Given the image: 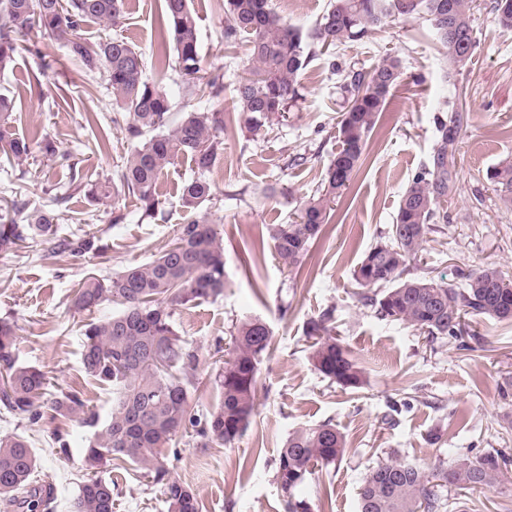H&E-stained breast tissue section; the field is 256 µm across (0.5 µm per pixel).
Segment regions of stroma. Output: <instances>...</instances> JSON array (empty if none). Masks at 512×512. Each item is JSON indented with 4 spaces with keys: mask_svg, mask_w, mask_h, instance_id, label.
Masks as SVG:
<instances>
[{
    "mask_svg": "<svg viewBox=\"0 0 512 512\" xmlns=\"http://www.w3.org/2000/svg\"><path fill=\"white\" fill-rule=\"evenodd\" d=\"M191 6L199 16L202 71L224 74V92L213 102L223 111L245 61L229 58L217 38L224 13L216 0H192ZM164 22L163 0H126L125 19L111 33L140 50L150 80L171 89L177 74L156 62ZM473 26L472 61L453 78L442 63V45L421 22H391L369 40L337 52L338 64L366 68L381 51L392 49L403 61V82L368 140L366 164L337 198L331 224L300 271L282 265L265 233L269 225L288 223L316 190L339 149L336 123L348 94L326 58L315 57L303 71L300 97L286 121L252 132L226 113L224 148L207 174L213 195L203 209L224 239V291L172 316L178 336L198 352L191 414L203 421L218 406L215 378L239 323L264 320L272 343L259 365L257 413L242 435L225 446L201 438L190 426L161 455L165 468L196 494L202 512H285L275 480L278 450L297 428L324 422L344 434L349 452L298 489L314 512H357L367 471L394 455L427 469L459 455L477 459L488 448L512 451V322L474 317L471 335L431 341L401 322L378 318L352 279L365 252L385 240L413 174L432 165L435 118L445 104L457 110L448 158V221L436 225L410 270L459 284L465 272L492 262L512 277V209L504 207L486 177L491 167L512 161V31L498 26L493 0H478ZM0 95L16 102L18 136H49L58 152L54 158L34 153L22 167L0 156V198L13 190L40 207L54 194L70 193L59 236L91 233L107 247L105 254L76 259L52 256L40 243L0 253V319L17 328L18 362L47 376L36 401L41 418L16 417L0 406V436L18 434L28 441L39 479L54 489L56 512H71L90 475L85 446L95 429L76 418L50 419L49 406L73 386L82 389L99 419L112 407L111 387L85 374L81 353L85 324L112 313L113 306L75 313L74 292L88 275L111 276L168 248L180 224L191 218L177 189L192 170L181 161L160 177L162 212L141 218L135 199L123 198L119 204L128 218L113 223L111 207L95 205L88 192L114 177L131 145L116 126L111 149L96 150L84 121L85 113L95 112L109 122L114 108L106 82L91 80L62 44L34 32L11 67L0 72ZM61 96L68 106L57 107ZM297 154L307 156V164L289 166ZM74 177L80 189H72ZM326 310L333 313L338 338L367 372L360 389L331 383L309 360L306 323ZM434 428L443 434L436 444L426 439ZM98 475L112 483L114 512H168L162 485L136 465L109 464ZM442 497L449 504L465 502L468 512H512V465L493 486L473 492L447 486Z\"/></svg>",
    "mask_w": 512,
    "mask_h": 512,
    "instance_id": "1",
    "label": "stroma"
}]
</instances>
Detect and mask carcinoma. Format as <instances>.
I'll return each mask as SVG.
<instances>
[{
  "instance_id": "obj_1",
  "label": "carcinoma",
  "mask_w": 512,
  "mask_h": 512,
  "mask_svg": "<svg viewBox=\"0 0 512 512\" xmlns=\"http://www.w3.org/2000/svg\"><path fill=\"white\" fill-rule=\"evenodd\" d=\"M126 0H0V71L10 67L19 49L18 38L37 30L67 47L69 58L84 73L105 77L118 111L112 124L122 127L134 143L117 183L106 182L91 192L98 204L123 193L153 216L164 205L156 185L165 170L180 159L194 165V176L184 181L181 207L198 213L211 199L206 177L224 144V113L200 106L177 111L165 87L145 76L143 54L123 38L90 42L79 31L87 24L111 27L124 17ZM166 27L161 39L173 42L183 97L201 100L224 91V75L199 76L198 16L190 0H163ZM224 10L220 37L224 47L242 50L247 73L233 89L231 111L249 128L258 130L286 118L298 97L302 70L308 59L332 57L336 49L367 37L395 20H422L446 48L448 75L465 68L476 40L472 16L475 0H332L309 33L283 20L269 0H218ZM499 26L512 30V0H494ZM351 89V99L339 115L337 137L342 144L321 175L314 194L301 202L293 219L269 228L273 249L282 264L301 265L313 243L329 223L336 198L346 190L357 170L389 98L401 83L403 64L386 52L368 68L338 69ZM16 113L12 101L0 97V154L18 165L33 150L53 157L55 142L44 137L33 143L13 132ZM456 116L437 117L440 133L433 164L419 169L404 189L389 242L372 247L353 272L361 288H374L369 298L376 313L413 327L433 340L457 339L467 332L465 318L484 316L512 320V280L496 265L485 263L464 276L457 287L433 276H409L410 262L425 251L433 225L448 220L442 199L448 195V151L455 140ZM487 179L505 206L512 207V162L500 163ZM59 215L41 208L28 209L13 199L0 211V251L27 242L51 245L61 257L98 252L91 236L57 238ZM224 241L215 225L196 217L180 225L173 244L149 262L130 265L110 278L87 276L73 306L91 311L106 302L119 310L86 325L82 365L86 375L112 386V409L102 428L85 448L91 470L120 461L138 465L164 486L171 512H201L192 490L169 475L161 462L162 450L189 419L188 390L195 384L197 354L177 335L173 312L198 304L224 291ZM327 310L307 322L306 337L314 368L344 388L364 384L365 371L333 334ZM271 332L259 318L237 328L220 374L221 401L199 431L221 444H230L256 413L259 364L270 349ZM16 331L0 320V402L12 413L32 421L42 417L35 399L47 384L44 373L14 358ZM51 417H82L90 426L94 413L85 411L81 391L72 387L51 402ZM347 452L345 436L330 422L302 428L288 436L279 449L276 480L286 496L287 512H312L310 503L295 497L318 467L327 468ZM509 455L489 448L478 460L459 456L449 465L438 463L425 471L401 459L372 468L358 488V512H441L446 507L439 489L453 485L476 489L497 482ZM37 458L20 435L0 437V499L26 505L30 512H53V490L34 484ZM112 483L94 475L81 487L72 512H113Z\"/></svg>"
}]
</instances>
